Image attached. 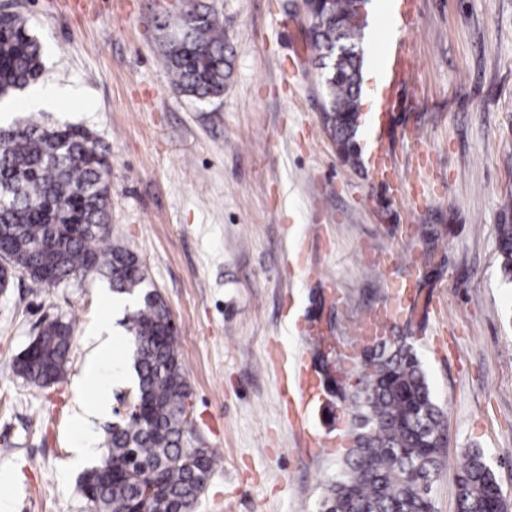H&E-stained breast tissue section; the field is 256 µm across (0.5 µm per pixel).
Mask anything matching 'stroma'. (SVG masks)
<instances>
[{
	"label": "stroma",
	"mask_w": 512,
	"mask_h": 512,
	"mask_svg": "<svg viewBox=\"0 0 512 512\" xmlns=\"http://www.w3.org/2000/svg\"><path fill=\"white\" fill-rule=\"evenodd\" d=\"M234 46L223 98L179 93L163 49L174 0H0L43 45L40 84L67 92L53 112L17 119L80 124L112 162L110 242L135 252L178 327L190 386V445L218 462L195 512H320L346 448L352 407L318 391L287 401L293 368L319 377L318 352L354 374L357 324L393 304L411 275L415 303L390 323L408 337L448 440L434 512H456V461L482 449L512 503V283L497 226L512 204V0H416L413 15L367 8L357 162L326 131L298 0H206ZM413 66L394 109L373 113L380 66ZM383 141L402 196L374 183ZM93 273L0 291V498L10 512H90L76 460H101L108 419L75 421L90 392L92 328L109 326L121 367L112 408L129 410L132 348L123 312ZM72 327L65 377L38 390L13 370L44 323ZM317 338H310L309 328Z\"/></svg>",
	"instance_id": "35a3bbf8"
}]
</instances>
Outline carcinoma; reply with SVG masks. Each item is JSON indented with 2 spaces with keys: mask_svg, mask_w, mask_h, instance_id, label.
<instances>
[{
  "mask_svg": "<svg viewBox=\"0 0 512 512\" xmlns=\"http://www.w3.org/2000/svg\"><path fill=\"white\" fill-rule=\"evenodd\" d=\"M319 2L310 39L323 69L324 124L338 151L354 161L363 83L364 23L357 18L366 0ZM178 31L165 49L174 86L199 101L222 94L233 48L216 14L197 2L193 16H179ZM42 68V46L26 20L6 14L0 20V99L34 84ZM110 174L108 147L81 126L20 120L0 128V251L14 257L16 274L35 287L96 273L112 291L136 296L137 308L124 325L134 346L132 387L142 415L132 413L107 429L100 465L112 466V479H102L93 466L81 475L80 488L97 502V512H135L146 496L157 512H193L216 457L209 448L187 447L190 392L177 337L166 334L170 311L147 288L139 257L109 243ZM497 248L501 273L512 281L511 205L502 212ZM71 346L70 325L51 321L14 371L31 386L48 388L64 377ZM356 378L354 389L336 385L354 407L352 445L328 486L323 512H432L448 419L414 346L397 336L364 347ZM508 508L483 450L465 449L457 462V512Z\"/></svg>",
  "mask_w": 512,
  "mask_h": 512,
  "instance_id": "carcinoma-1",
  "label": "carcinoma"
}]
</instances>
